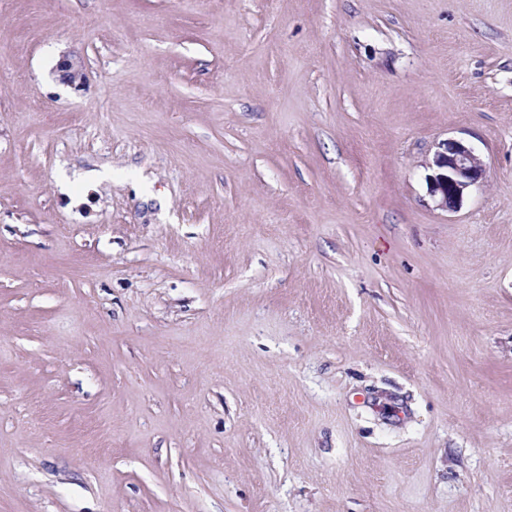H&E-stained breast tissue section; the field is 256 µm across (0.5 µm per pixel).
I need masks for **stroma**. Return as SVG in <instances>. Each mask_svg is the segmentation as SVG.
<instances>
[{"label": "stroma", "mask_w": 512, "mask_h": 512, "mask_svg": "<svg viewBox=\"0 0 512 512\" xmlns=\"http://www.w3.org/2000/svg\"><path fill=\"white\" fill-rule=\"evenodd\" d=\"M0 512H512V0H0ZM60 79L75 89L80 88L85 81L81 63L71 58H63L56 67ZM425 176L427 192L443 210L456 211L470 189L485 179V168L472 149L460 140L439 143Z\"/></svg>", "instance_id": "35a3bbf8"}]
</instances>
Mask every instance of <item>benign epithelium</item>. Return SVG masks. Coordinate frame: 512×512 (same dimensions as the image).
Masks as SVG:
<instances>
[{
    "mask_svg": "<svg viewBox=\"0 0 512 512\" xmlns=\"http://www.w3.org/2000/svg\"><path fill=\"white\" fill-rule=\"evenodd\" d=\"M60 79L78 89L85 81L81 63L63 58L56 67ZM431 173L425 176L427 192L437 206L455 211L462 206L470 189L485 179V168L472 149L460 140L447 139L439 143Z\"/></svg>",
    "mask_w": 512,
    "mask_h": 512,
    "instance_id": "7a95c632",
    "label": "benign epithelium"
}]
</instances>
